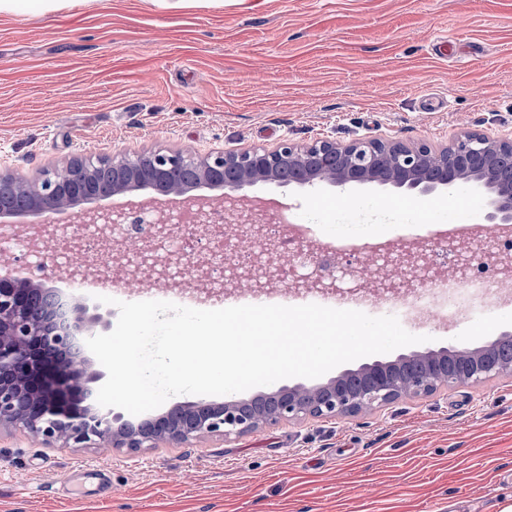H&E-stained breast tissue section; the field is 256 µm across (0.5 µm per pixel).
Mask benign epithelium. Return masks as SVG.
<instances>
[{"instance_id":"1","label":"benign epithelium","mask_w":512,"mask_h":512,"mask_svg":"<svg viewBox=\"0 0 512 512\" xmlns=\"http://www.w3.org/2000/svg\"><path fill=\"white\" fill-rule=\"evenodd\" d=\"M505 165L512 166V136L464 131L443 147L393 139L343 144L322 137L206 156L154 151L75 157L40 181L1 178L0 189L26 194L29 213L68 211L78 224H100L115 212L120 220L136 224L141 212L163 213L168 198L186 201L199 220L208 209L220 208L217 198L232 197L248 212L280 208L274 199L243 193L257 185L341 191L379 186L420 195L464 187L484 200L486 238L496 241L497 232L512 224V177L500 173ZM183 167L194 170V180L171 178ZM102 168L112 170L108 186L98 183ZM99 196L122 197L124 202L110 210L88 207ZM46 282L0 278V426L63 448H154L159 442H187L205 434L236 438L283 419L354 416L403 397L429 396L443 385L512 379V360L499 357L500 347L512 343L510 330L480 346L415 350L346 369L320 385L281 387L268 396L273 406L267 412L247 410L243 399L222 404L200 400L133 425L121 421L112 408L94 404L92 383L100 373L75 348L79 335L103 317L75 299L63 304ZM35 294L44 299L37 311L31 306Z\"/></svg>"}]
</instances>
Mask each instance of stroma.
<instances>
[{
    "mask_svg": "<svg viewBox=\"0 0 512 512\" xmlns=\"http://www.w3.org/2000/svg\"><path fill=\"white\" fill-rule=\"evenodd\" d=\"M512 132V0H81L0 14V175L74 157L207 154L332 137L447 144ZM321 243L406 234L399 201L260 186ZM107 313L155 299L113 257L75 288L68 260L10 248L0 266ZM498 300L402 319L433 348L512 330ZM512 505V380L439 388L358 417L280 421L230 441L58 448L0 430V512H504Z\"/></svg>",
    "mask_w": 512,
    "mask_h": 512,
    "instance_id": "1",
    "label": "stroma"
}]
</instances>
